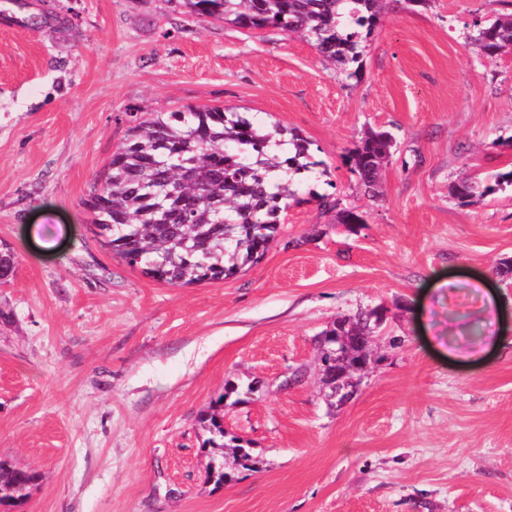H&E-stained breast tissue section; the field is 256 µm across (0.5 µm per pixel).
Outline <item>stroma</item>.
<instances>
[{
    "instance_id": "1",
    "label": "stroma",
    "mask_w": 512,
    "mask_h": 512,
    "mask_svg": "<svg viewBox=\"0 0 512 512\" xmlns=\"http://www.w3.org/2000/svg\"><path fill=\"white\" fill-rule=\"evenodd\" d=\"M497 13L512 0H383L350 77L185 0H0V459L39 475L0 512H512V50L472 44ZM186 105L287 127L316 165L259 262L172 286L85 202L128 113ZM371 128L395 139L374 196L347 165ZM469 174L499 185L460 203ZM374 309L378 360L338 400L322 334ZM214 412L252 466L209 445Z\"/></svg>"
}]
</instances>
